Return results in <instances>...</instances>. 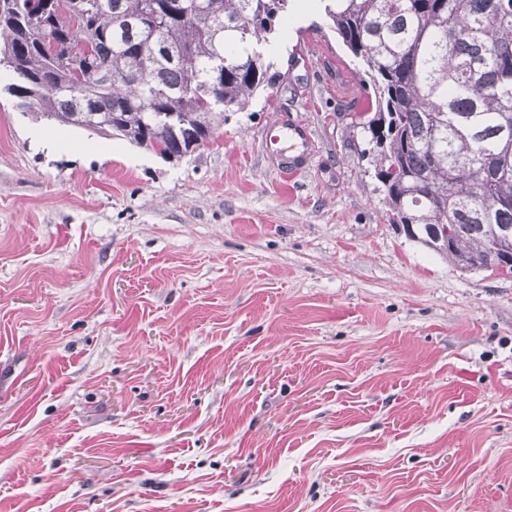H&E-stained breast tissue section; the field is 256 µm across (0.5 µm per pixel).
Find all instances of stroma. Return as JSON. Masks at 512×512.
Segmentation results:
<instances>
[{"label": "stroma", "mask_w": 512, "mask_h": 512, "mask_svg": "<svg viewBox=\"0 0 512 512\" xmlns=\"http://www.w3.org/2000/svg\"><path fill=\"white\" fill-rule=\"evenodd\" d=\"M269 42L179 160L0 93V512H512V273L392 223L324 13ZM282 128L288 131V139L293 142L292 146L305 148L302 153L288 155V157L284 159V166L288 168V170L298 169L302 167L304 160L309 154L308 150L311 139L308 129L303 124H292Z\"/></svg>", "instance_id": "35a3bbf8"}]
</instances>
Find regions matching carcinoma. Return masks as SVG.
Instances as JSON below:
<instances>
[{
	"label": "carcinoma",
	"instance_id": "obj_1",
	"mask_svg": "<svg viewBox=\"0 0 512 512\" xmlns=\"http://www.w3.org/2000/svg\"><path fill=\"white\" fill-rule=\"evenodd\" d=\"M288 0H0L4 91L35 120L180 159L271 71ZM375 91V174L407 236L458 267L512 261V0H327Z\"/></svg>",
	"mask_w": 512,
	"mask_h": 512
}]
</instances>
